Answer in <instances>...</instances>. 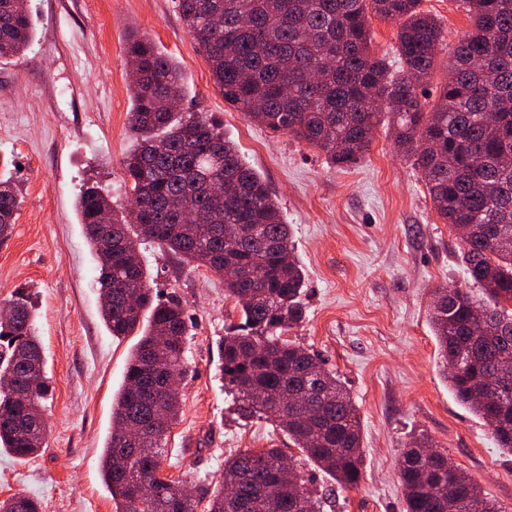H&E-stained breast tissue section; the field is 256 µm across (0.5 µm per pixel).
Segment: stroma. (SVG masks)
<instances>
[{
  "label": "stroma",
  "instance_id": "1",
  "mask_svg": "<svg viewBox=\"0 0 512 512\" xmlns=\"http://www.w3.org/2000/svg\"><path fill=\"white\" fill-rule=\"evenodd\" d=\"M459 0H421L445 30L421 101L435 102L450 49L471 21ZM36 34L0 62V172L20 190L14 229L0 240V306L25 291L47 359L40 455L0 454V499L24 495L42 512H115L101 474L112 403L137 339L101 319L97 257L75 210L87 186L129 204L120 162L131 149L129 31L151 37L180 66L187 98L224 127L264 178L306 273V317L286 339L319 354L346 382L363 432L362 480L337 492L333 512H403L400 452L428 438L512 512V455L462 406L438 365L429 325L435 289L468 287L460 239L437 215L421 174L387 126L351 165L275 134L226 104L179 13L177 0H29ZM140 251L161 298L177 297L192 326L181 380L182 413L160 473L189 489H216L224 460L251 449L298 450L271 422L241 419L218 376V342L238 323L224 281L152 245Z\"/></svg>",
  "mask_w": 512,
  "mask_h": 512
}]
</instances>
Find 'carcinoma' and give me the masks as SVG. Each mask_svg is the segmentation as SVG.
Masks as SVG:
<instances>
[{"instance_id": "obj_1", "label": "carcinoma", "mask_w": 512, "mask_h": 512, "mask_svg": "<svg viewBox=\"0 0 512 512\" xmlns=\"http://www.w3.org/2000/svg\"><path fill=\"white\" fill-rule=\"evenodd\" d=\"M471 27L450 55L438 100L424 109L418 89L432 76L445 41L420 0H178L181 17L207 59L224 102L269 130L351 164L387 123L413 161L444 223L464 230L465 274L485 291L438 288L429 312L439 355L457 400L512 454V0H462ZM398 25L394 73L370 50V16ZM35 26L26 0H0V60L22 56ZM135 71L128 127L135 144L122 161L132 193L118 211L88 186L76 203L98 261L102 319L129 336L150 312L112 410L102 477L115 512H324L326 494L309 486L279 448L224 459L220 493L186 495L159 473L165 440L181 409L168 380L183 369L191 336L174 299L159 300L138 245L153 244L224 279L241 322L219 342V372L240 416L265 419L288 435L342 489L361 479L362 431L349 389L318 357L284 338L305 317V273L287 224L262 177L246 165L220 123L178 112L186 96L179 65L148 37L132 33ZM19 192L0 174V237L8 236ZM0 453L19 459L45 445L42 402L47 361L27 296L0 309ZM415 441L403 449L404 512H500L448 457ZM139 482L155 494L136 495ZM0 512H41L13 495Z\"/></svg>"}]
</instances>
